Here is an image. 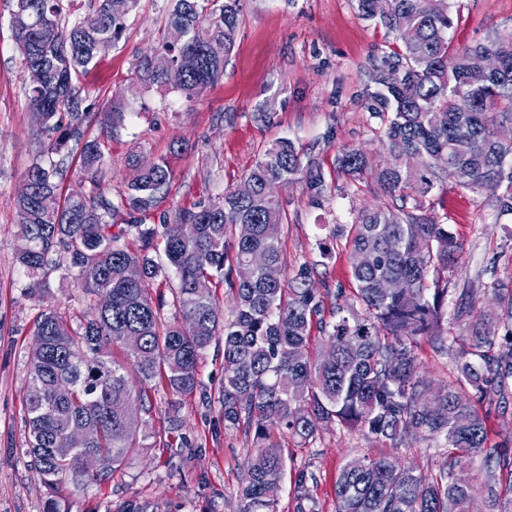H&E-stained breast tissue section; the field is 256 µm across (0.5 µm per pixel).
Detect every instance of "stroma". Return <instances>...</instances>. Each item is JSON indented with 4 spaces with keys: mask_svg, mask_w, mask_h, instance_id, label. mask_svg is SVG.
Here are the masks:
<instances>
[{
    "mask_svg": "<svg viewBox=\"0 0 512 512\" xmlns=\"http://www.w3.org/2000/svg\"><path fill=\"white\" fill-rule=\"evenodd\" d=\"M453 46L485 41L512 29V0H447ZM168 0H139L126 19L121 41L102 54L83 77L89 101L120 95L126 115L118 135L99 123L89 136L105 145L102 185L112 195L125 189L133 157L168 158L174 179L163 203L174 209L207 201L235 188L265 146L287 138L318 155L328 189L314 206L303 182L282 189L288 213L283 239L288 269L317 265L314 286L326 308L336 291L350 288L344 241L328 228L350 223L363 207L380 202L377 187L352 183L335 170L338 150L360 148L375 158L387 148L375 134L369 105L378 86L372 66L397 48L379 20L362 18L355 0H241L240 26L223 78L197 99L146 89L135 80L141 57L161 45ZM14 0H0V512H44L46 490L27 453L25 413L28 359L43 300L26 290L28 279L16 257L18 230L13 198L36 161L37 120L25 89L28 72L13 40ZM267 112L270 122L257 121ZM430 214L451 224L463 246L461 265L449 277L486 302L492 288L512 285V214L483 210L464 188L436 186ZM329 238L331 257L316 242ZM224 377L221 346H211L199 368L200 383L189 395L158 393L153 416L143 426L144 446L111 479L88 488L67 486L65 512H239L237 495L251 441L224 425L217 389ZM489 442L512 447V389L488 392L479 405ZM288 450L277 512H294L295 480L307 471L306 491L316 512H336V479L348 461L386 456L433 473L444 462L436 440L421 437L397 448L361 431L333 425L302 441L284 435Z\"/></svg>",
    "mask_w": 512,
    "mask_h": 512,
    "instance_id": "35a3bbf8",
    "label": "stroma"
}]
</instances>
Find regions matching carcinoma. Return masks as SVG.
Returning a JSON list of instances; mask_svg holds the SVG:
<instances>
[{"instance_id": "obj_1", "label": "carcinoma", "mask_w": 512, "mask_h": 512, "mask_svg": "<svg viewBox=\"0 0 512 512\" xmlns=\"http://www.w3.org/2000/svg\"><path fill=\"white\" fill-rule=\"evenodd\" d=\"M94 0L93 29L81 26L66 0H15L11 30L29 53L26 67L44 71V83L28 88L30 107L41 114L40 155L15 194L16 254L30 283L29 293L51 294L49 276L82 283L86 311L78 322L48 305L37 317L25 392L29 454L48 491L44 512H61L60 492L68 484H100L143 447L140 426L155 409L154 394L187 395L198 383L200 361L213 343L224 346V380L219 402L224 424L252 436L240 485V512H277L271 487L287 468L277 428L306 441L322 425L357 429L395 446L420 436L444 440L446 459L426 474L387 457L347 462L336 481V512H469L480 495L486 512H512L501 497L503 475L512 476V449L487 445L484 417L475 399L490 388L507 389L512 379V287L493 288L494 308L475 311L469 302L448 313V270L459 266L462 245L449 225L437 223L424 197L437 183L457 184L455 172L469 174L467 189L495 181L499 192L480 205L496 215L512 213V142L498 129L512 125V31L455 48L448 13L428 15L423 0H392L378 15L373 0H356L359 14L377 19L401 42L400 51L373 69L382 87L373 95L372 115L387 142L389 159L376 164L362 150L344 148L338 171L353 180H371L388 198L363 208L347 231L352 288H340L325 320V303L312 282L316 266L303 263L286 273L283 253L288 215L272 185L286 188L304 174L315 200L326 181L316 155L289 139L268 145L244 182L207 203L175 211L162 209L174 178L169 161L131 165L127 190L117 197L100 186L104 152L87 137L96 119L108 132L122 126L124 112L112 98L87 103L80 87L88 67L122 38L125 18L138 0ZM240 0H170L166 40L136 66L140 85L156 86L193 101L224 75L240 25ZM205 22L210 43L199 46L195 27ZM491 52L499 69L472 80L467 57ZM192 53L190 71L178 67ZM79 154L93 188L78 186L64 202L57 198L66 159ZM411 155L415 168L398 160ZM163 253L166 262L156 259ZM255 252L279 271L266 268L247 279L236 268ZM139 268V279L122 277ZM177 276L172 288V321L162 320L166 300L154 299L149 284ZM394 279L412 284L394 294ZM222 285L231 295V317L215 295ZM462 335H448V325ZM318 329L335 350L311 358L306 345ZM505 330L500 338L499 330ZM427 340L456 362L451 385L432 387L420 372L417 349ZM460 347H455V341ZM84 431L83 448L69 435ZM480 461V484H461L458 469Z\"/></svg>"}]
</instances>
